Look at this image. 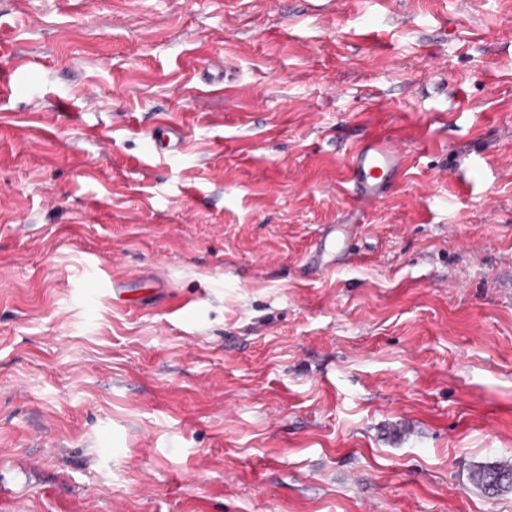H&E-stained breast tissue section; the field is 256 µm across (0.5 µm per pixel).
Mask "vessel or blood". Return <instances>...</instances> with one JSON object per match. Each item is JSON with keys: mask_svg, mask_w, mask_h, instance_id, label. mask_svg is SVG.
Listing matches in <instances>:
<instances>
[{"mask_svg": "<svg viewBox=\"0 0 512 512\" xmlns=\"http://www.w3.org/2000/svg\"><path fill=\"white\" fill-rule=\"evenodd\" d=\"M178 126L160 119L152 141L163 154L177 156L182 147ZM408 159L401 141L388 133L376 132L356 142L343 161L344 182L356 206L367 209L383 201L403 175Z\"/></svg>", "mask_w": 512, "mask_h": 512, "instance_id": "vessel-or-blood-1", "label": "vessel or blood"}]
</instances>
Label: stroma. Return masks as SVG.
<instances>
[{
	"instance_id": "obj_1",
	"label": "stroma",
	"mask_w": 512,
	"mask_h": 512,
	"mask_svg": "<svg viewBox=\"0 0 512 512\" xmlns=\"http://www.w3.org/2000/svg\"><path fill=\"white\" fill-rule=\"evenodd\" d=\"M2 73L0 512H512V0H0ZM181 130L177 125L158 119L155 123L152 141L156 148H160L163 154L169 157H175L180 153L182 147ZM172 138L176 140L173 141ZM408 155L401 141L376 132L356 142L343 161L344 182L357 208H371L383 201L403 175ZM495 475H506L511 478V482L497 489H492L490 483ZM472 480L476 487L489 497L510 493L512 492V464L497 461L479 464L473 471Z\"/></svg>"
}]
</instances>
